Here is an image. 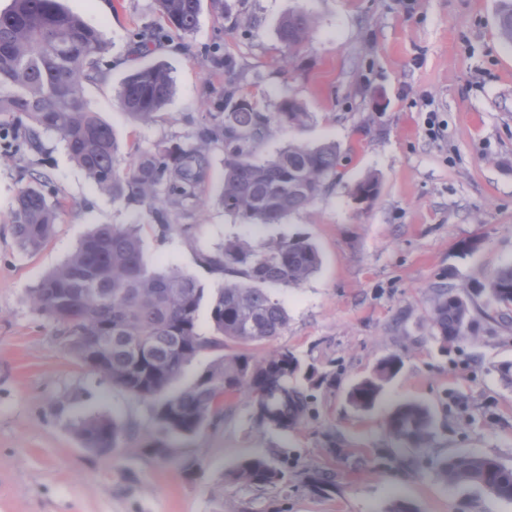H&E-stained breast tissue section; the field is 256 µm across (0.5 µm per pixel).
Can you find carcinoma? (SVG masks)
<instances>
[{
  "label": "carcinoma",
  "instance_id": "1",
  "mask_svg": "<svg viewBox=\"0 0 512 512\" xmlns=\"http://www.w3.org/2000/svg\"><path fill=\"white\" fill-rule=\"evenodd\" d=\"M169 31L183 38L194 33L200 0H155ZM497 25L512 45V0H499ZM312 18L294 10L279 23L278 38L286 56L308 40ZM102 34L65 9L60 0H12L0 11V149L39 150L41 134L56 133L72 160L89 180L115 202L136 203L154 213L165 232L192 233L191 224H172L169 213L201 200L211 168V150L224 152V181L219 203L244 224H280L288 215L312 205L336 183L340 152L336 144L309 146L291 142L274 156L257 155L272 129L301 128L311 118L292 98L275 112H260L240 93L235 64L224 59L229 75L224 111L209 112L194 125L188 141L157 144L121 153L110 125L92 111L83 96L84 83L100 73ZM174 91L172 71L164 63L134 69L117 97L135 122L155 121ZM50 178L29 171V184L11 213L14 237L26 254L40 251L52 238L58 205L49 201ZM379 193V180L369 176L355 188L361 202ZM199 261L224 277L206 295L190 273L177 267L154 269L143 254L137 226L100 224L85 236L72 255L28 291L31 304L60 327L62 347L112 386L151 407L153 432L147 449L166 459L174 442L196 434L220 417L224 402L248 395L258 422L273 430L299 426L309 403L295 385L301 363L287 349L262 357L244 351L224 354L232 342L246 349L282 334L288 314L271 287H296L320 265L316 245L305 236L253 245L244 239L199 253ZM486 291L501 308L503 323L512 322V264L497 269ZM210 298V334L200 332L199 311ZM428 317L436 335L448 344L473 334L475 319L468 301L450 284L430 290ZM202 351L215 359L191 383L178 386L184 369ZM402 360L392 354L356 383L348 400L359 410L371 409ZM431 410L407 402L389 416V433L419 446L432 428ZM75 433L85 447L102 455L134 438L124 421L103 414L81 419ZM444 484L478 487L512 500V471L496 458L456 454L439 463ZM233 483L264 488L282 479L266 456L241 460L228 474Z\"/></svg>",
  "mask_w": 512,
  "mask_h": 512
}]
</instances>
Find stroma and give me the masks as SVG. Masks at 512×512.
<instances>
[{"mask_svg":"<svg viewBox=\"0 0 512 512\" xmlns=\"http://www.w3.org/2000/svg\"><path fill=\"white\" fill-rule=\"evenodd\" d=\"M62 4L103 34V73L85 83L84 99L121 145L184 142L187 116L221 111L219 61L228 56L260 111L290 97L311 114L304 127L275 131L261 157L300 141L336 144L342 160L314 205L253 226L219 204L224 164L214 152L203 203L171 214L192 225L187 237L96 189L54 133L42 134L40 150L0 152V512H390L397 501L410 512H512V501L437 478L440 460L455 453L512 467V386L497 371L512 362V327L484 290L512 264V47L497 30L498 0H201L190 37L159 39L145 53L135 50L136 33L164 25L155 0ZM298 8L314 29L288 59L277 27ZM245 16L250 27L235 26ZM157 61L169 64L174 93L156 122L140 125L117 90L133 67ZM31 169L50 176L62 204L53 237L34 255L18 249L11 224ZM370 175L379 194L358 202L354 188ZM99 224L138 225L149 265L185 270L209 292L223 277L200 264L199 251L236 237L315 243L318 270L273 289L286 330L253 349L261 357L285 348L301 360L304 423L266 430L241 396L216 423L178 439L170 458L85 448L74 433L81 418L115 415L143 431L149 407L70 357L27 291ZM441 282L470 298L477 318L472 336L448 345L427 316L429 290ZM391 354L403 360L399 373L372 409L356 410L349 390ZM408 401L433 415L418 448L387 428ZM255 455L282 471L277 485L227 481Z\"/></svg>","mask_w":512,"mask_h":512,"instance_id":"35a3bbf8","label":"stroma"}]
</instances>
